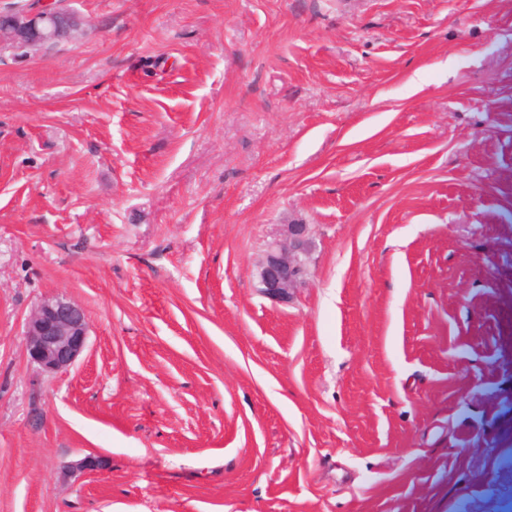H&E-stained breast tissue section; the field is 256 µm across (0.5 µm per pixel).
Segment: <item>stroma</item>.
<instances>
[{
	"label": "stroma",
	"mask_w": 512,
	"mask_h": 512,
	"mask_svg": "<svg viewBox=\"0 0 512 512\" xmlns=\"http://www.w3.org/2000/svg\"><path fill=\"white\" fill-rule=\"evenodd\" d=\"M66 6L0 46V512H512V0ZM30 4L0 14V45L10 44L27 50L70 40L81 21L63 7L52 3L35 9ZM309 225L289 224L284 239L269 243L260 264L261 292L272 299L288 300L291 288H300L307 275ZM88 328V317L81 305L66 297L44 298L25 323L27 354L43 373L66 370L85 348Z\"/></svg>",
	"instance_id": "1"
}]
</instances>
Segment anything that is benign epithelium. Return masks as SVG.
<instances>
[{"mask_svg":"<svg viewBox=\"0 0 512 512\" xmlns=\"http://www.w3.org/2000/svg\"><path fill=\"white\" fill-rule=\"evenodd\" d=\"M81 21L71 11L51 3L40 9L27 4L0 14V45L31 50L70 40ZM309 225L289 224L287 235L269 243L260 264L261 292L272 299L288 300L307 275ZM88 317L78 303L59 296L42 299L25 323V346L30 360L47 374L71 367L86 346Z\"/></svg>","mask_w":512,"mask_h":512,"instance_id":"benign-epithelium-1","label":"benign epithelium"}]
</instances>
